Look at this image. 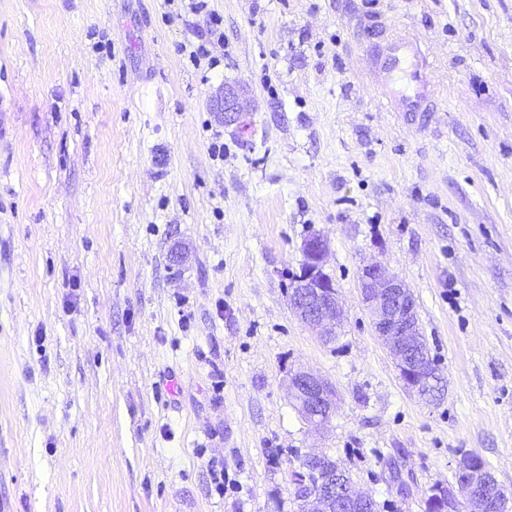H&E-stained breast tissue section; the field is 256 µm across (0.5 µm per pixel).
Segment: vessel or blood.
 <instances>
[{
  "label": "vessel or blood",
  "mask_w": 512,
  "mask_h": 512,
  "mask_svg": "<svg viewBox=\"0 0 512 512\" xmlns=\"http://www.w3.org/2000/svg\"><path fill=\"white\" fill-rule=\"evenodd\" d=\"M382 100L396 112H428L434 104L431 64L420 44L402 35L384 38L377 54Z\"/></svg>",
  "instance_id": "vessel-or-blood-1"
}]
</instances>
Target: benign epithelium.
Returning a JSON list of instances; mask_svg holds the SVG:
<instances>
[{"mask_svg":"<svg viewBox=\"0 0 512 512\" xmlns=\"http://www.w3.org/2000/svg\"><path fill=\"white\" fill-rule=\"evenodd\" d=\"M239 100V93L232 88L224 89L217 98L216 107L224 115V123L238 119ZM327 254L328 244L321 234L313 232L304 239L299 272L292 276L288 299L301 321L329 344L340 333L343 311L335 284L325 271ZM359 280L375 332L395 360L404 384L419 397H425V388L434 382L438 367L424 348L413 292L374 261L360 268ZM288 387L294 406L309 425L321 429L330 422L335 408V389L330 383L298 369L289 372ZM480 461L475 453L460 455L454 469L455 486L433 488L437 512H458L462 503L469 505L471 512L507 510L512 506L495 475ZM342 474L339 463L328 455H306L293 487L297 512H367L374 497L351 484L341 491Z\"/></svg>","mask_w":512,"mask_h":512,"instance_id":"1","label":"benign epithelium"}]
</instances>
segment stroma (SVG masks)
<instances>
[{
    "mask_svg": "<svg viewBox=\"0 0 512 512\" xmlns=\"http://www.w3.org/2000/svg\"><path fill=\"white\" fill-rule=\"evenodd\" d=\"M377 32L421 41L433 111L383 105ZM313 232L331 345L288 303ZM369 260L414 294L434 402L374 331ZM300 366L337 391L320 433ZM310 452L378 512H425L468 452L512 491V0H0V512H296ZM222 19L219 15H212L210 18V35H217L216 43L215 41H206L198 44L194 50L189 53V61L192 63L194 67L199 69L202 64V60H207V69H213L218 66L220 63V59L214 55H212L213 50L209 48H215V45L222 48L224 46V35L220 32V26L222 24ZM239 93L232 88L224 89L223 94L216 100L217 110L224 115L225 123H232L238 119L239 108Z\"/></svg>",
    "mask_w": 512,
    "mask_h": 512,
    "instance_id": "35a3bbf8",
    "label": "stroma"
}]
</instances>
